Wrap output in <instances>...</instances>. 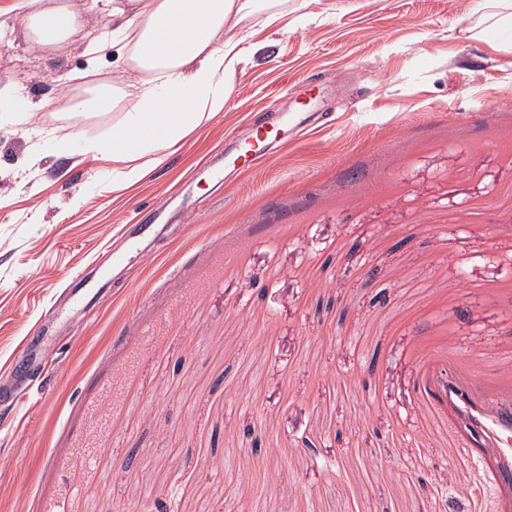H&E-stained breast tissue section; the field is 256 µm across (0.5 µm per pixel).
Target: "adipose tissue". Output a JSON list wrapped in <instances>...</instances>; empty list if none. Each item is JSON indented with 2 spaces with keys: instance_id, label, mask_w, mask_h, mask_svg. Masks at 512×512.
Listing matches in <instances>:
<instances>
[{
  "instance_id": "obj_1",
  "label": "adipose tissue",
  "mask_w": 512,
  "mask_h": 512,
  "mask_svg": "<svg viewBox=\"0 0 512 512\" xmlns=\"http://www.w3.org/2000/svg\"><path fill=\"white\" fill-rule=\"evenodd\" d=\"M277 0H15L0 21V39L22 40L40 56H56L81 40L89 63L123 43L124 76L92 86L91 99L68 108L70 137L83 154H111L118 187L138 182L163 151L223 109L250 36L247 23ZM117 111L111 135L85 138L81 125ZM70 137L57 139L66 152Z\"/></svg>"
}]
</instances>
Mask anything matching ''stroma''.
Wrapping results in <instances>:
<instances>
[{
    "label": "stroma",
    "instance_id": "stroma-1",
    "mask_svg": "<svg viewBox=\"0 0 512 512\" xmlns=\"http://www.w3.org/2000/svg\"><path fill=\"white\" fill-rule=\"evenodd\" d=\"M484 0H286L253 26L224 108L128 189L112 159L0 125V386L68 274L310 71L332 117L262 167L201 183L164 253L45 355L43 399L0 424V512H512V53ZM82 44H0L27 128L68 131L55 79ZM470 283L458 293V279ZM453 375L483 452L431 390ZM93 450L95 465L84 454Z\"/></svg>",
    "mask_w": 512,
    "mask_h": 512
}]
</instances>
